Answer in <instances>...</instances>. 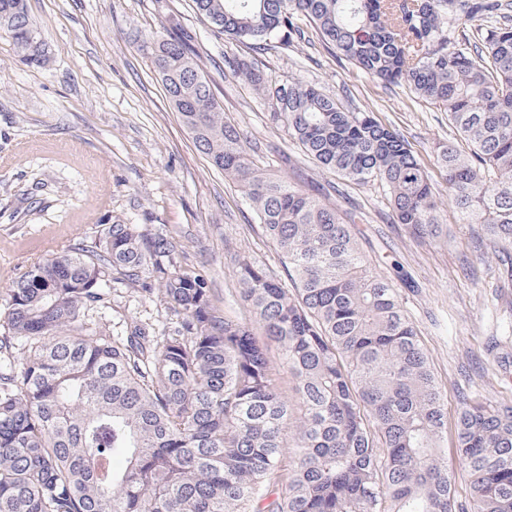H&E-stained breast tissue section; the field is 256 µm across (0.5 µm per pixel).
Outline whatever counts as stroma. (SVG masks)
I'll return each instance as SVG.
<instances>
[{"label": "stroma", "mask_w": 512, "mask_h": 512, "mask_svg": "<svg viewBox=\"0 0 512 512\" xmlns=\"http://www.w3.org/2000/svg\"><path fill=\"white\" fill-rule=\"evenodd\" d=\"M45 42L43 66L23 63L0 31V311L8 286L26 267L99 236L106 224L165 231L209 281L214 305L247 316L229 256L273 269L275 248L252 231L256 216L241 191L196 149L169 104L152 47L184 34L198 54L227 120L255 162L275 177L333 181L289 139L268 101L224 64L256 62L273 80L297 78L395 128L430 168L448 237L416 244L393 223L383 187H343L332 202L363 213L359 240L377 272L402 295L439 381L449 421L463 397L512 406V281L474 224H461L435 150L454 135L446 112L406 86L376 82L328 49L306 18L300 36L266 49L225 39L193 10L192 0H26ZM289 164H282V156ZM82 322L117 336L127 323L172 330L177 317L160 295L112 285L106 303Z\"/></svg>", "instance_id": "1"}]
</instances>
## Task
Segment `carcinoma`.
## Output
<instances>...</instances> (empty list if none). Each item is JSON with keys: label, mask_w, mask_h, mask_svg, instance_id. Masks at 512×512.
I'll use <instances>...</instances> for the list:
<instances>
[{"label": "carcinoma", "mask_w": 512, "mask_h": 512, "mask_svg": "<svg viewBox=\"0 0 512 512\" xmlns=\"http://www.w3.org/2000/svg\"><path fill=\"white\" fill-rule=\"evenodd\" d=\"M193 2L226 38L257 49L290 40L303 16L371 78L448 113L458 138L436 164L459 223L480 225L512 278V27L480 26L465 47L446 33L450 19L500 14L501 0ZM0 20L25 62L48 61L25 0H0ZM153 63L197 149L250 202L282 270L235 256L249 316L232 317L166 234L108 224L14 277L6 325L23 362L0 373V512H454L443 394L400 293L360 250L356 216L254 166L187 40L161 41ZM233 66L324 170L381 183L409 239L448 237L429 170L403 135L300 79ZM113 282L144 296L159 284L175 329L158 336L132 322L113 336L79 322ZM269 342L299 415L279 392ZM456 434L471 478L461 512H512V407L465 397ZM116 456L125 467L114 468Z\"/></svg>", "instance_id": "carcinoma-1"}]
</instances>
